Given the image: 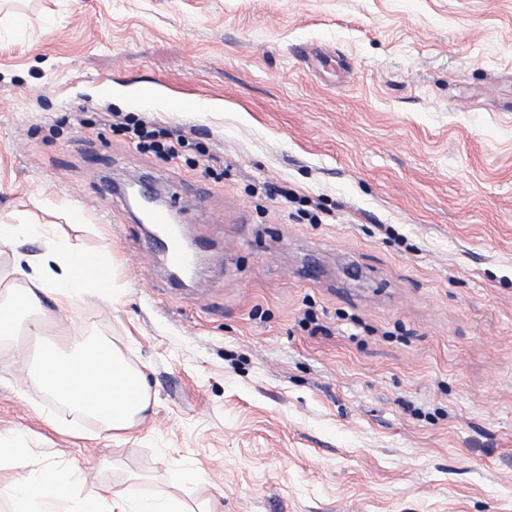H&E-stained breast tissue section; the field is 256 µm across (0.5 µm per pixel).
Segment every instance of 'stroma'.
Masks as SVG:
<instances>
[{
	"mask_svg": "<svg viewBox=\"0 0 512 512\" xmlns=\"http://www.w3.org/2000/svg\"><path fill=\"white\" fill-rule=\"evenodd\" d=\"M116 112L193 147L142 152ZM144 172L210 244L189 286L101 197ZM23 216L111 255L112 306H42L150 396L114 435L29 378L36 338L0 347V435L34 463L216 512H512V0H0Z\"/></svg>",
	"mask_w": 512,
	"mask_h": 512,
	"instance_id": "obj_1",
	"label": "stroma"
}]
</instances>
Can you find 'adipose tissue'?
Returning a JSON list of instances; mask_svg holds the SVG:
<instances>
[{"label":"adipose tissue","instance_id":"ef3b65f1","mask_svg":"<svg viewBox=\"0 0 512 512\" xmlns=\"http://www.w3.org/2000/svg\"><path fill=\"white\" fill-rule=\"evenodd\" d=\"M28 236L43 239L45 250L14 256V280L0 289V341L16 340L24 308L33 312L29 328H41L36 312L42 297L51 298L67 313L86 296H98L108 305L117 296L115 279L103 281L86 274L90 268L110 270L108 257L85 254L50 224H0L1 244ZM36 359L33 380L73 411L100 420L109 432L134 428L150 405L142 371L105 339L57 336L41 347ZM31 457V449L0 436V465L23 469L12 493L15 512H211L208 504L192 505L170 492L138 499L107 486L91 489L83 472L58 464L33 468Z\"/></svg>","mask_w":512,"mask_h":512}]
</instances>
